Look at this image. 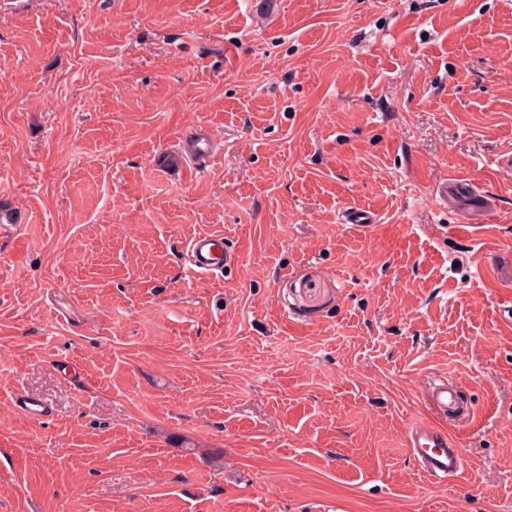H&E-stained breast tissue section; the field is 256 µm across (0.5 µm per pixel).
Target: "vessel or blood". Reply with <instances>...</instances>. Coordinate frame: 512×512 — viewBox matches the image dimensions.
I'll return each instance as SVG.
<instances>
[{
	"label": "vessel or blood",
	"instance_id": "obj_1",
	"mask_svg": "<svg viewBox=\"0 0 512 512\" xmlns=\"http://www.w3.org/2000/svg\"><path fill=\"white\" fill-rule=\"evenodd\" d=\"M186 256L191 269L203 275L223 271L234 259L220 234L195 237ZM421 395L428 414L416 417L407 430L408 455L417 469L431 479L445 482L457 478L463 470L464 452L448 428L471 415L464 391L456 381L444 376L424 381ZM14 405L31 420H41L52 413L45 401L24 395L16 396Z\"/></svg>",
	"mask_w": 512,
	"mask_h": 512
}]
</instances>
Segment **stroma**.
Masks as SVG:
<instances>
[{
	"label": "stroma",
	"mask_w": 512,
	"mask_h": 512,
	"mask_svg": "<svg viewBox=\"0 0 512 512\" xmlns=\"http://www.w3.org/2000/svg\"><path fill=\"white\" fill-rule=\"evenodd\" d=\"M511 156L512 0H0V512H512ZM187 261L198 274H214L233 263L231 250L224 248L223 234H203L191 240L187 247ZM421 395L430 417H416L406 433L408 455L417 469L438 482L457 478L463 470L464 452L447 425L471 416L463 388L448 377L428 378ZM14 406L31 420H42L52 414V408L45 401L20 394L15 397Z\"/></svg>",
	"instance_id": "obj_1"
}]
</instances>
